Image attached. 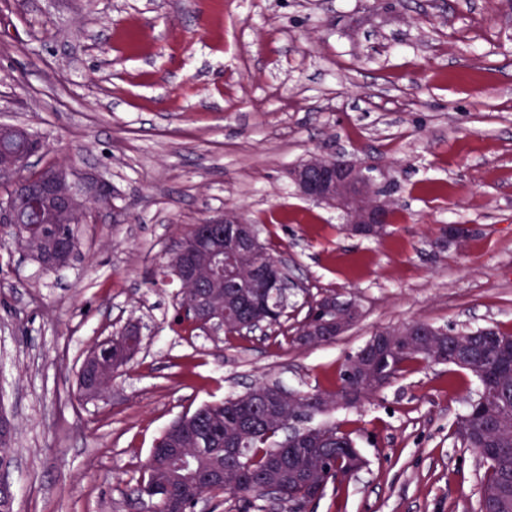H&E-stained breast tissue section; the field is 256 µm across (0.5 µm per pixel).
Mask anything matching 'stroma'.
<instances>
[{"label":"stroma","mask_w":512,"mask_h":512,"mask_svg":"<svg viewBox=\"0 0 512 512\" xmlns=\"http://www.w3.org/2000/svg\"><path fill=\"white\" fill-rule=\"evenodd\" d=\"M88 173L108 201L77 260L47 273L0 249V410L15 423L17 512H144L133 489L175 418L257 380L332 393L372 334L413 321L512 333V6L507 0H0V123ZM348 152L390 182L377 239L302 199L288 171ZM259 226L299 287L283 326L215 336L150 284L193 225ZM468 224L464 246L438 244ZM362 318L301 347L310 295ZM143 344L96 400L77 374L129 323ZM480 389L450 365L407 367L332 419L366 460L308 512H478L486 467L455 434Z\"/></svg>","instance_id":"stroma-1"}]
</instances>
